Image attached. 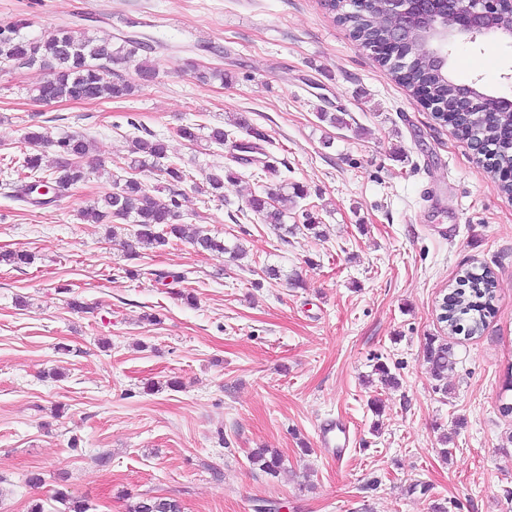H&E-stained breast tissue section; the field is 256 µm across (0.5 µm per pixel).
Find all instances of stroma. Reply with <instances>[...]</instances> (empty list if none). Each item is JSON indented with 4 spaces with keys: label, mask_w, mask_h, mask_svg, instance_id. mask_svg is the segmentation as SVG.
I'll list each match as a JSON object with an SVG mask.
<instances>
[{
    "label": "stroma",
    "mask_w": 512,
    "mask_h": 512,
    "mask_svg": "<svg viewBox=\"0 0 512 512\" xmlns=\"http://www.w3.org/2000/svg\"><path fill=\"white\" fill-rule=\"evenodd\" d=\"M15 22L28 39L71 23L159 47L154 82L97 102L42 103L49 71L0 66V251L33 256L0 265V512H64L58 489L88 512L145 494L181 512H512V197L328 0H0V25ZM450 64L456 82L512 98V44L460 42ZM199 67L226 78L199 81ZM241 114L308 192L288 223L313 214L323 237L235 223L253 182L207 135ZM34 127L88 136L95 158L41 208L4 186ZM150 132L191 175L181 223L242 243L243 259L185 241L130 255L135 225L80 219ZM228 167L223 198L197 192ZM472 267L492 273L493 310L479 334L452 336L438 306ZM430 336L453 349L444 391ZM337 416L351 425L341 461L318 443ZM259 448L280 454L277 476L250 462Z\"/></svg>",
    "instance_id": "35a3bbf8"
}]
</instances>
